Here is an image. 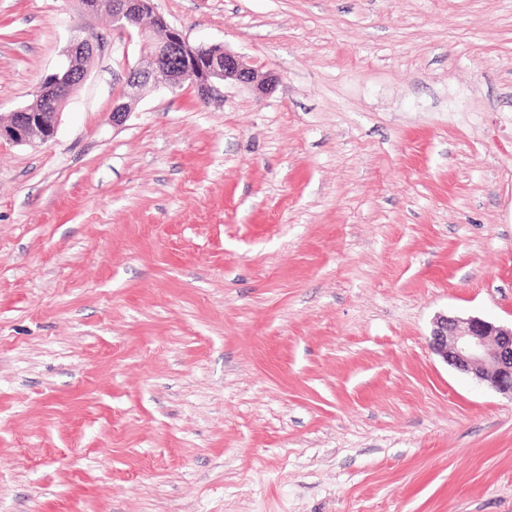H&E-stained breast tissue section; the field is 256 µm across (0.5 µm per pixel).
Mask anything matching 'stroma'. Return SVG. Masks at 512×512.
<instances>
[{
    "mask_svg": "<svg viewBox=\"0 0 512 512\" xmlns=\"http://www.w3.org/2000/svg\"><path fill=\"white\" fill-rule=\"evenodd\" d=\"M279 78L112 101L135 43L0 0V512H512V398L431 349L512 324V0H153ZM99 47L95 38L73 34L58 71L39 82L34 93L37 103L33 112L30 106H24L11 112L6 121L0 120V143L3 140L15 145H28L36 143V140L44 143L52 139L73 90L87 77L88 70L83 68L82 62L92 58Z\"/></svg>",
    "mask_w": 512,
    "mask_h": 512,
    "instance_id": "obj_1",
    "label": "stroma"
}]
</instances>
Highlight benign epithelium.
<instances>
[{
  "mask_svg": "<svg viewBox=\"0 0 512 512\" xmlns=\"http://www.w3.org/2000/svg\"><path fill=\"white\" fill-rule=\"evenodd\" d=\"M112 30L137 37L141 53L147 57L144 68L130 69L123 90L112 102V124L126 121L135 103L157 77L171 90L188 86L199 99L210 105L216 101V83L227 80L251 88L263 97L272 93L278 77L245 64L235 53L220 46H195L181 31L153 13L152 0H111ZM151 16L154 27L165 32L156 49H151V30L143 24ZM99 49L95 38L75 34L57 72L42 79L34 100L47 108L32 112L27 106L0 120V141L15 145L44 143L56 133L60 114L73 90L81 85L88 70L82 62ZM431 346L447 364L473 376L480 384L512 398V327L497 326L478 317H448L440 314L433 321Z\"/></svg>",
  "mask_w": 512,
  "mask_h": 512,
  "instance_id": "obj_1",
  "label": "benign epithelium"
}]
</instances>
